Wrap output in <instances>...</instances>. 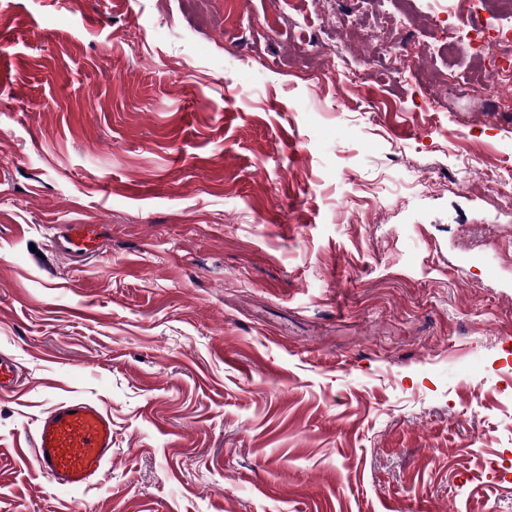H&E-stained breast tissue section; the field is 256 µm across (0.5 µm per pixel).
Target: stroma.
I'll return each instance as SVG.
<instances>
[{"mask_svg": "<svg viewBox=\"0 0 512 512\" xmlns=\"http://www.w3.org/2000/svg\"><path fill=\"white\" fill-rule=\"evenodd\" d=\"M450 7L512 27L0 0V512H512V86L442 51ZM71 398L112 463L62 492L28 447ZM59 229L54 237L56 250L77 261L99 253L100 245L94 224H62Z\"/></svg>", "mask_w": 512, "mask_h": 512, "instance_id": "1", "label": "stroma"}]
</instances>
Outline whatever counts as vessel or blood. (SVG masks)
Wrapping results in <instances>:
<instances>
[{
	"label": "vessel or blood",
	"instance_id": "obj_1",
	"mask_svg": "<svg viewBox=\"0 0 512 512\" xmlns=\"http://www.w3.org/2000/svg\"><path fill=\"white\" fill-rule=\"evenodd\" d=\"M54 247L79 261L98 254L95 225H61ZM32 453L40 472L57 487L89 485L112 460V420L94 402H61L37 422Z\"/></svg>",
	"mask_w": 512,
	"mask_h": 512
}]
</instances>
